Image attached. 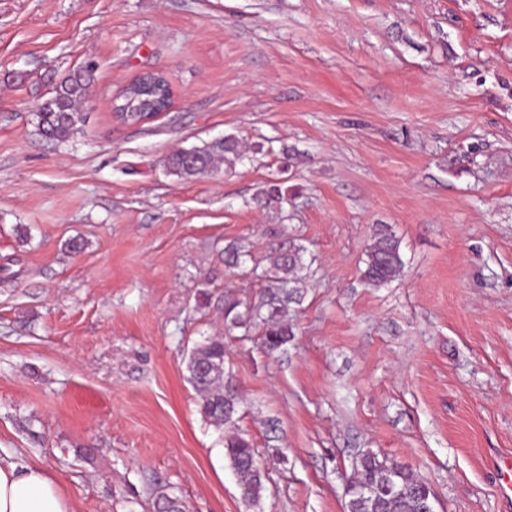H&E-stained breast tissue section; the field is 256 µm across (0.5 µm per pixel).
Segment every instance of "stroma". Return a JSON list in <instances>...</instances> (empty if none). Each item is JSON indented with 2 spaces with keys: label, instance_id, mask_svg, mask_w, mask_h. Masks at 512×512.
<instances>
[{
  "label": "stroma",
  "instance_id": "1",
  "mask_svg": "<svg viewBox=\"0 0 512 512\" xmlns=\"http://www.w3.org/2000/svg\"><path fill=\"white\" fill-rule=\"evenodd\" d=\"M90 62L81 133L38 136L36 105ZM150 69L169 109L117 121ZM228 134L249 148L233 169L167 173ZM273 178L279 211L253 202ZM382 228L403 267L374 287ZM289 241L304 288L270 357L224 296L257 304L253 269ZM217 333L254 504L186 379ZM367 450L436 512H512V0H0V458L45 468L73 512H153L160 490L188 512H343Z\"/></svg>",
  "mask_w": 512,
  "mask_h": 512
}]
</instances>
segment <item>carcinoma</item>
<instances>
[{
    "mask_svg": "<svg viewBox=\"0 0 512 512\" xmlns=\"http://www.w3.org/2000/svg\"><path fill=\"white\" fill-rule=\"evenodd\" d=\"M91 82L90 71L85 67L72 70L55 86L50 96L35 108L34 124L42 137L66 142L79 133L87 116L82 110ZM133 106L140 111L161 110L160 95L144 90L138 94ZM241 142L234 135L205 142L200 146L179 149L166 159L170 174L182 179L212 174L219 170L218 164L234 167L242 160ZM258 204L266 208L282 209L288 202V191L283 181L267 182L256 197ZM303 249L295 244L273 250V271L256 274L269 278L272 285L264 290L261 303L238 311L240 302L233 296L224 297V317L233 328L244 327L252 322L263 325L262 349L273 354L288 344L293 332L284 313L288 303L298 295L297 271L303 267ZM243 252L234 243L224 247V266L235 269L242 263ZM403 266L399 241L390 232H381L369 247L363 277L373 286L384 285L394 279ZM187 381L195 390L197 408L203 421L222 435L225 456L240 477L242 496L249 502L260 498L263 490L262 473L250 439L233 433L224 435V426L232 423L236 412L234 396L224 392V337L210 336L193 347L185 365ZM353 483L360 488H373L382 484L396 488V494L379 504L370 498L355 500L356 512H419L418 502L434 497L428 483L416 477L404 464L367 451L356 458Z\"/></svg>",
    "mask_w": 512,
    "mask_h": 512,
    "instance_id": "1",
    "label": "carcinoma"
}]
</instances>
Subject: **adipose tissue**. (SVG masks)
Returning a JSON list of instances; mask_svg holds the SVG:
<instances>
[{
  "instance_id": "ef3b65f1",
  "label": "adipose tissue",
  "mask_w": 512,
  "mask_h": 512,
  "mask_svg": "<svg viewBox=\"0 0 512 512\" xmlns=\"http://www.w3.org/2000/svg\"><path fill=\"white\" fill-rule=\"evenodd\" d=\"M0 512H73V508L42 467L0 459Z\"/></svg>"
}]
</instances>
